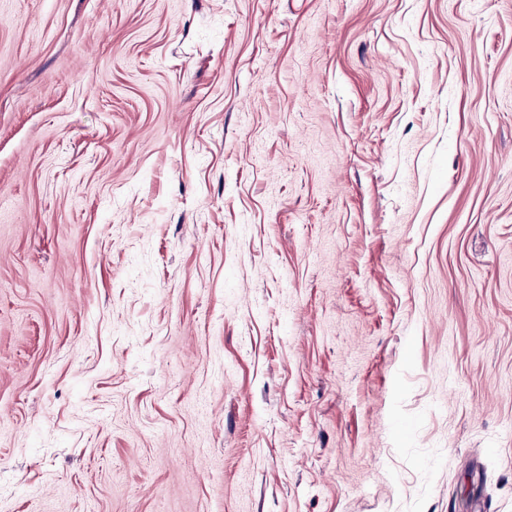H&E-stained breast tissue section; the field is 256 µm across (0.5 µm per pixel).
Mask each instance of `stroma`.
I'll return each instance as SVG.
<instances>
[{"label": "stroma", "instance_id": "35a3bbf8", "mask_svg": "<svg viewBox=\"0 0 512 512\" xmlns=\"http://www.w3.org/2000/svg\"><path fill=\"white\" fill-rule=\"evenodd\" d=\"M0 512H512V0H0Z\"/></svg>", "mask_w": 512, "mask_h": 512}]
</instances>
